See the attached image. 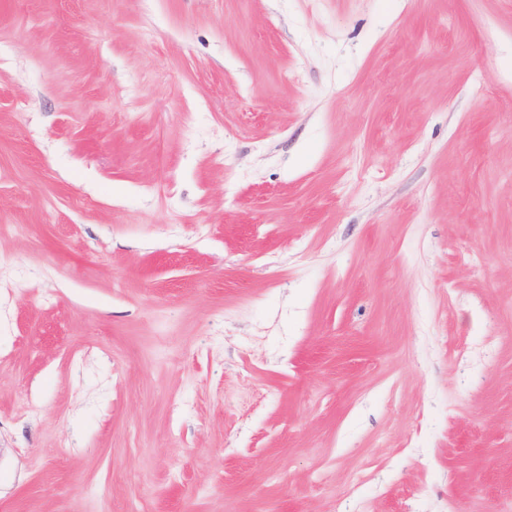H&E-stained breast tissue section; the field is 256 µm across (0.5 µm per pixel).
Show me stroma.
<instances>
[{"label":"stroma","instance_id":"35a3bbf8","mask_svg":"<svg viewBox=\"0 0 512 512\" xmlns=\"http://www.w3.org/2000/svg\"><path fill=\"white\" fill-rule=\"evenodd\" d=\"M0 512H512V0H0Z\"/></svg>","mask_w":512,"mask_h":512}]
</instances>
